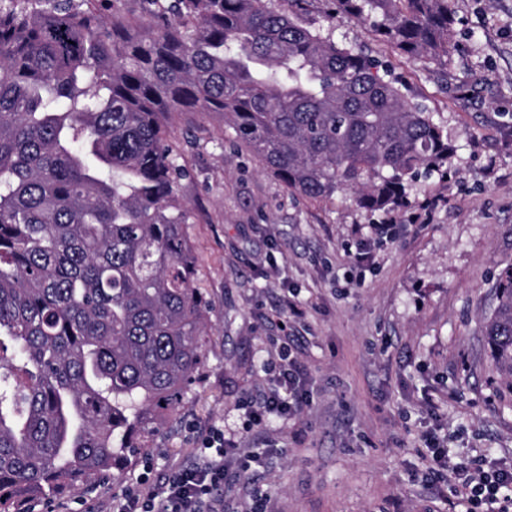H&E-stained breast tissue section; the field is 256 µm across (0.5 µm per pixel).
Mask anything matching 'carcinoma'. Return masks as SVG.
Here are the masks:
<instances>
[{
	"mask_svg": "<svg viewBox=\"0 0 512 512\" xmlns=\"http://www.w3.org/2000/svg\"><path fill=\"white\" fill-rule=\"evenodd\" d=\"M0 0V512L107 474L159 432L202 362L207 302L168 119L226 136L314 202H406L448 133L379 62L304 19L311 0ZM407 54L448 60L450 0H331ZM485 336L512 396V262ZM100 5L102 11L111 18L112 14L115 13L135 17H143L148 15V13H146L144 10L143 0H109L102 1Z\"/></svg>",
	"mask_w": 512,
	"mask_h": 512,
	"instance_id": "carcinoma-1",
	"label": "carcinoma"
}]
</instances>
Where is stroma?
I'll use <instances>...</instances> for the list:
<instances>
[{"mask_svg": "<svg viewBox=\"0 0 512 512\" xmlns=\"http://www.w3.org/2000/svg\"><path fill=\"white\" fill-rule=\"evenodd\" d=\"M447 65L407 55L355 18L313 0L309 19L366 53L448 131V171L420 176L405 207L370 212L351 192L315 203L264 171L215 113L170 124L188 174L178 184L195 281L208 305L202 363L150 448L116 475L28 502L29 512H115L130 486H159L215 429L258 452L257 476L227 458V512H464L459 492L422 481L433 432L455 458L512 461V398L482 325L512 262V0H452ZM438 198L435 207L427 201ZM379 224H396L388 237ZM370 260L351 269L349 254ZM314 401L264 432L243 404L266 390L281 346Z\"/></svg>", "mask_w": 512, "mask_h": 512, "instance_id": "obj_1", "label": "stroma"}]
</instances>
